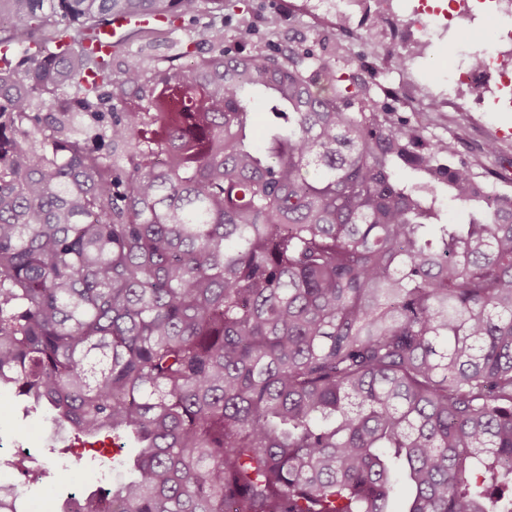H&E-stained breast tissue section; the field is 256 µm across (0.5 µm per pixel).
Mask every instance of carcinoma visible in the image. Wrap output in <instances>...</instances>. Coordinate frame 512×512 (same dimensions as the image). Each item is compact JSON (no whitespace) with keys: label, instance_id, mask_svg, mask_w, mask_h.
Masks as SVG:
<instances>
[{"label":"carcinoma","instance_id":"1","mask_svg":"<svg viewBox=\"0 0 512 512\" xmlns=\"http://www.w3.org/2000/svg\"><path fill=\"white\" fill-rule=\"evenodd\" d=\"M222 9L0 0V386L140 444L88 512H512V191L326 43L231 55L209 20L195 64L118 76L88 43ZM142 27H147V24L129 17H115L112 19V25H103L99 29V38L93 46L105 51L109 49V45L112 43L113 49V45L124 43L131 31Z\"/></svg>","mask_w":512,"mask_h":512}]
</instances>
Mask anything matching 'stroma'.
Listing matches in <instances>:
<instances>
[{"mask_svg":"<svg viewBox=\"0 0 512 512\" xmlns=\"http://www.w3.org/2000/svg\"><path fill=\"white\" fill-rule=\"evenodd\" d=\"M380 15L379 0H361L349 20L350 27L360 32L356 41L343 37L335 19L317 0H224V9L216 20L224 25V49L230 54L299 49L312 45L318 37L330 43L341 42L345 53L336 63L337 70L358 74L381 99L389 97L410 79L423 91L439 95L448 79L449 67L467 65L481 50L480 45L465 41L468 26L460 23L448 37L428 46L425 59L413 64L399 63L400 37L411 20L404 17L397 24L377 29L373 22ZM130 47L148 66L164 63L167 57L187 50L197 58L209 52L195 24L188 21L171 34L144 31L133 39ZM395 107L400 116L420 124L426 138L458 141L463 153L485 162L488 167L501 168L512 177V143L498 146L496 155L490 156L485 152L480 132L473 128L460 130L459 116L451 109L426 112L421 105L404 97L396 101ZM0 445L23 446L44 454L52 448L65 449V457L78 472L85 493L96 489L89 474L90 468L100 463L94 450L79 451L74 430L56 427L42 412L32 410L24 398L5 390L0 391Z\"/></svg>","mask_w":512,"mask_h":512,"instance_id":"35a3bbf8","label":"stroma"}]
</instances>
